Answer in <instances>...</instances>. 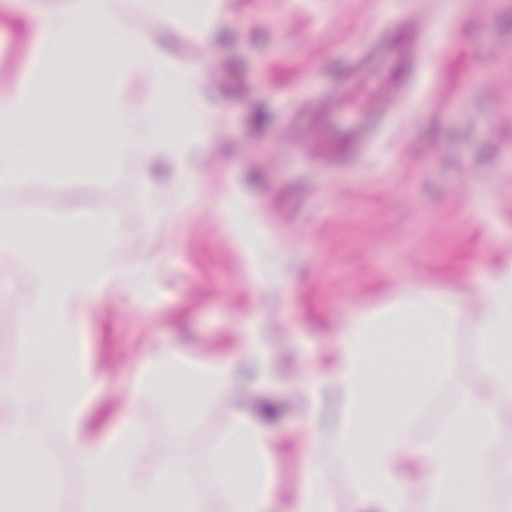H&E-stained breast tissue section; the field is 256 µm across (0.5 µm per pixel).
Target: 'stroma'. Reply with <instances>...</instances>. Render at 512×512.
<instances>
[{
    "mask_svg": "<svg viewBox=\"0 0 512 512\" xmlns=\"http://www.w3.org/2000/svg\"><path fill=\"white\" fill-rule=\"evenodd\" d=\"M20 0H0V84L23 69L31 35L9 18ZM229 19L221 37L196 42L167 34L166 47L197 68L211 89L214 128L202 151L192 190L171 182L154 200L171 220L154 225L150 242L124 239L112 252L120 287H104L84 318V352L96 375L88 430L112 428L136 408L147 434L143 465L176 461L189 499L225 512L224 486L210 459L224 446L229 412L268 420L281 473L276 512H283L311 455L340 501L349 496L344 463L325 444L336 433L341 402L325 393L315 424L301 413L297 381L323 368L342 323L354 312L403 294L417 282L470 304L481 283L512 260V0H224ZM397 15L426 32L423 75L405 111L366 154L345 169L314 163L299 114L320 86L335 82L346 54ZM87 66L65 95L41 97L40 113L60 107L79 118L100 110L104 87L88 89ZM144 167L125 159L105 192L52 180L20 182L0 192V209L59 215L32 232L69 237L73 247L50 256L58 277L86 264L104 230L100 218L122 212L141 223ZM13 278L0 279V372L24 365L27 401L63 399L65 369L74 353L50 319L21 324ZM263 336L282 379L257 383L242 357L245 329ZM180 346L198 360L235 367L241 403L216 401L179 428L191 410L186 393L160 391L137 399L136 376L159 348ZM456 359L437 406L417 433L436 436L462 405L461 383L476 376L477 342L469 321L455 337ZM72 445L45 433L35 451L0 450V512H102ZM21 470L44 474L27 487Z\"/></svg>",
    "mask_w": 512,
    "mask_h": 512,
    "instance_id": "1",
    "label": "stroma"
}]
</instances>
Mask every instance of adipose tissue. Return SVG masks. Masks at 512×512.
<instances>
[{"instance_id":"ef3b65f1","label":"adipose tissue","mask_w":512,"mask_h":512,"mask_svg":"<svg viewBox=\"0 0 512 512\" xmlns=\"http://www.w3.org/2000/svg\"><path fill=\"white\" fill-rule=\"evenodd\" d=\"M118 0H63L42 13L37 6L16 13L20 26H36L37 46L22 77L0 93V188L39 181L44 169L29 167L18 157L16 131L28 121L36 99L56 68L66 59L105 54L106 65L96 79L111 83L107 108L110 122L127 120L131 111L144 120L131 124L113 148L115 158L141 160L147 172L141 209L149 224L166 223L168 215L152 206L165 183L154 175L164 165L172 176L194 171L199 146L214 123L208 90L198 71L175 62L162 39L142 38L137 29L115 21ZM108 25L107 49L81 43L78 33ZM47 214L18 216L0 210V262L12 266L28 288L22 318L51 317L54 325L81 337V315L94 297L90 280L73 278L53 283L32 247L18 238L12 225L52 224ZM486 302L464 310L458 296L410 286L401 297L365 309L343 324L331 362L325 371L309 374L301 383L303 415L314 421L326 389H336L343 414L332 446L345 463L351 505H368L378 512H488L479 457L459 465L457 448L498 447L512 425V262L497 268L484 282ZM469 315L479 347L477 378L463 390L462 411L434 438L421 439L415 426L437 391L447 382L454 364L453 337L462 315ZM197 381L195 411L223 398L237 386L235 369L224 361L195 363L176 349H162L141 368L136 392L151 394L171 372ZM72 395L65 408L33 405L19 390L20 371L0 375V395L12 399L8 415H0V443H28L52 431L75 448V465L95 493L112 487L120 499L155 512L159 491L176 474L168 460L150 470L138 464L147 437L135 412H128L112 430L89 434L86 408L95 391V376L79 364L70 377ZM399 388L401 399L381 401L380 391ZM272 434L251 418L233 414L224 435L225 469L218 475L230 482L226 512H273L277 474L270 450ZM426 483L420 502L409 493V471ZM286 512H344L311 459L300 491Z\"/></svg>"}]
</instances>
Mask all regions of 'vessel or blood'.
Returning a JSON list of instances; mask_svg holds the SVG:
<instances>
[{"label":"vessel or blood","instance_id":"vessel-or-blood-1","mask_svg":"<svg viewBox=\"0 0 512 512\" xmlns=\"http://www.w3.org/2000/svg\"><path fill=\"white\" fill-rule=\"evenodd\" d=\"M423 52L421 40L388 38L378 34L353 51L342 78L324 91L327 103L319 117L322 134L336 152H360L370 148L398 102L417 85L421 74L417 61ZM382 79L379 96L372 102L350 110L352 90L367 77Z\"/></svg>","mask_w":512,"mask_h":512}]
</instances>
